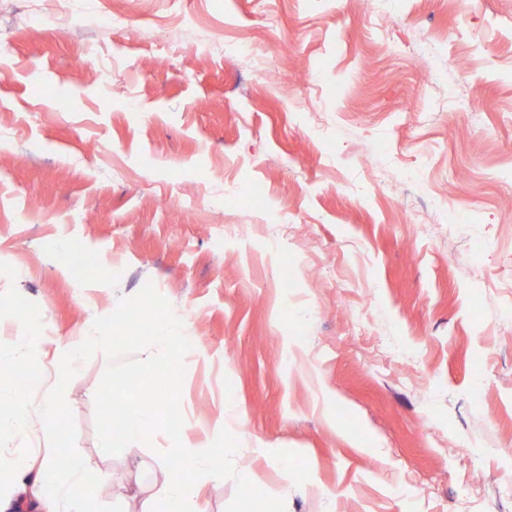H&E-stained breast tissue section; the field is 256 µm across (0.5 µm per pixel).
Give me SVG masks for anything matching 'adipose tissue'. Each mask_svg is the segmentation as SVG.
<instances>
[{
    "label": "adipose tissue",
    "instance_id": "adipose-tissue-1",
    "mask_svg": "<svg viewBox=\"0 0 512 512\" xmlns=\"http://www.w3.org/2000/svg\"><path fill=\"white\" fill-rule=\"evenodd\" d=\"M159 428L175 437L170 453L176 463L166 468L165 478L155 488L153 499L178 504L180 512H202V504L197 495L199 483L205 479H223L224 470L214 462L217 450L213 444L184 437L179 413L164 416L138 405L127 407L120 415L118 432L108 437L104 445L133 451L142 447L146 436Z\"/></svg>",
    "mask_w": 512,
    "mask_h": 512
}]
</instances>
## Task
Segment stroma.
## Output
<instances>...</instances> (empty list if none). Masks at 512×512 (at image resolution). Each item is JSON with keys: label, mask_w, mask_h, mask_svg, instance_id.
<instances>
[{"label": "stroma", "mask_w": 512, "mask_h": 512, "mask_svg": "<svg viewBox=\"0 0 512 512\" xmlns=\"http://www.w3.org/2000/svg\"><path fill=\"white\" fill-rule=\"evenodd\" d=\"M67 10L0 0V294L46 370L150 282L195 339L185 432L224 448L206 512H512V0ZM106 366L66 387L76 448L141 512L170 439L102 451Z\"/></svg>", "instance_id": "stroma-1"}]
</instances>
